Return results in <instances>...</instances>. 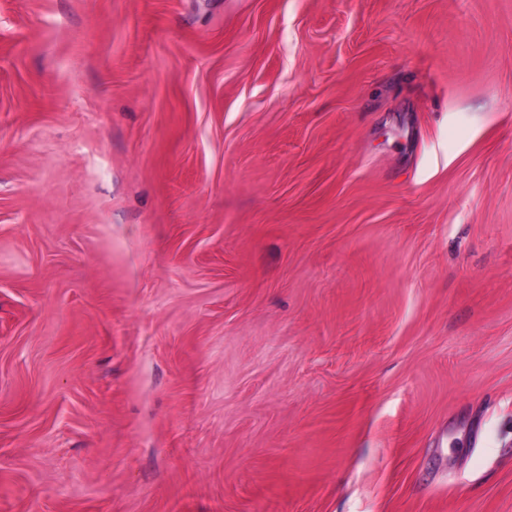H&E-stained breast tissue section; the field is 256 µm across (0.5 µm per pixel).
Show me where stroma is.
<instances>
[{
    "mask_svg": "<svg viewBox=\"0 0 512 512\" xmlns=\"http://www.w3.org/2000/svg\"><path fill=\"white\" fill-rule=\"evenodd\" d=\"M0 512H512V0H0Z\"/></svg>",
    "mask_w": 512,
    "mask_h": 512,
    "instance_id": "stroma-1",
    "label": "stroma"
}]
</instances>
